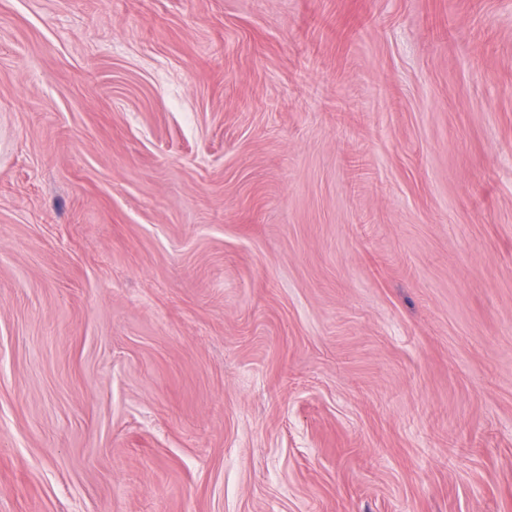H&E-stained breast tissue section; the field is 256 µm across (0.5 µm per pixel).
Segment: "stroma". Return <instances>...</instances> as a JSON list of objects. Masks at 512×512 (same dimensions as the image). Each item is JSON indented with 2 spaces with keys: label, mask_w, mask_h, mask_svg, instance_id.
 <instances>
[{
  "label": "stroma",
  "mask_w": 512,
  "mask_h": 512,
  "mask_svg": "<svg viewBox=\"0 0 512 512\" xmlns=\"http://www.w3.org/2000/svg\"><path fill=\"white\" fill-rule=\"evenodd\" d=\"M0 512H512V0H0Z\"/></svg>",
  "instance_id": "1"
}]
</instances>
